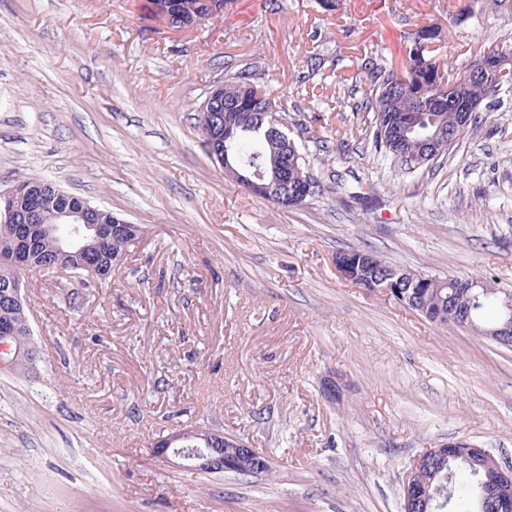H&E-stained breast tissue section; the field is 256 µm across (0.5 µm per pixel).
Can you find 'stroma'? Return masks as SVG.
I'll return each mask as SVG.
<instances>
[{
  "label": "stroma",
  "instance_id": "1",
  "mask_svg": "<svg viewBox=\"0 0 512 512\" xmlns=\"http://www.w3.org/2000/svg\"><path fill=\"white\" fill-rule=\"evenodd\" d=\"M426 26L462 67L512 50V0H231L188 30L154 0H0V189L34 174L144 230L109 280L27 275L44 355L0 369V512H402L426 449L465 438L512 466V348L335 265L365 248L512 292V85L412 169L339 136L369 118L371 66L401 65ZM241 71L288 111L319 183L302 206L208 152L202 103ZM191 427L271 471L154 454Z\"/></svg>",
  "mask_w": 512,
  "mask_h": 512
}]
</instances>
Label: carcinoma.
Returning <instances> with one entry per match:
<instances>
[{
  "label": "carcinoma",
  "mask_w": 512,
  "mask_h": 512,
  "mask_svg": "<svg viewBox=\"0 0 512 512\" xmlns=\"http://www.w3.org/2000/svg\"><path fill=\"white\" fill-rule=\"evenodd\" d=\"M169 4L171 23L178 27L185 18L192 15L208 14L216 0H166ZM436 41V34L429 28L420 30L413 41L405 63L398 69L390 68L372 82L365 111L373 113L365 133L372 137L375 147L395 159L408 164L421 165L429 162L425 156L422 139L424 133H408L401 125V117L409 112H419L423 121L429 124V130H440L450 135L443 139L442 153L448 149L480 118L478 111H473L470 121L460 126L456 106L448 103H436L439 83L444 79L440 73L434 51L430 45ZM457 83L456 97L460 104H487L489 91L487 81L482 78H466V71L452 75ZM273 99L266 89L247 75L238 74L224 80V111L248 113L246 127L236 130L233 151L236 153L235 169L246 172L249 163L254 162L266 172L267 178L274 179V197L272 201L288 207V199L302 194L303 184L300 176L307 173L306 162L296 143L276 134L272 128L269 107ZM57 240L52 237H40L30 241L29 248L34 263L16 268L0 260V284L14 280L23 282L28 273L53 274L57 267L49 262ZM121 253L118 244L110 242L100 247L86 250L80 254L72 266L66 270L70 277L83 280L94 274L100 278L112 275V270L119 264L117 256ZM346 257L355 261H368L382 270L387 262L366 249H353L344 252ZM467 309L468 321L481 328H492L499 322L501 308L499 295L473 297L466 288H450L443 284V279L425 282L419 288V295L406 302L407 308L422 315L426 312L437 314L448 312V299ZM3 319L14 327L19 341L26 339L29 318L27 312H7L0 310ZM39 353L32 351L19 356L10 369L19 373L31 372L38 362ZM481 470L476 461L462 458L442 459L435 464L434 471L451 480L459 479L469 486V494L461 498L437 500L436 480L428 473L418 484L420 504L429 512H492L490 499H480L478 477Z\"/></svg>",
  "instance_id": "cac0c4a2"
}]
</instances>
